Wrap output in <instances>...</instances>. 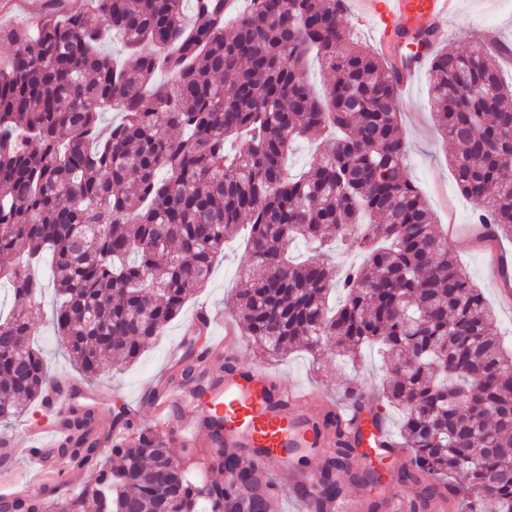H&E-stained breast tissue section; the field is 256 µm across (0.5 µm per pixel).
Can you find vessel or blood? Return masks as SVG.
Returning a JSON list of instances; mask_svg holds the SVG:
<instances>
[{
	"label": "vessel or blood",
	"mask_w": 512,
	"mask_h": 512,
	"mask_svg": "<svg viewBox=\"0 0 512 512\" xmlns=\"http://www.w3.org/2000/svg\"><path fill=\"white\" fill-rule=\"evenodd\" d=\"M459 0H359L355 11L359 23L369 25L380 45H387L400 26L412 22L435 24L440 36H447L457 13ZM428 54L403 62L391 60L400 91H407L428 61ZM483 248L490 268L498 269L504 283L512 282V258L495 241ZM192 322L202 327L210 353L241 350L243 338L232 319L217 322L206 310L195 313ZM222 334H215L216 324ZM312 391L282 385L278 376L259 366L238 362L226 365L204 395L188 399L183 392L147 391L142 402L152 420L173 433L179 444L195 448L209 440L207 424L213 416L224 418L221 448L244 453L259 469L292 473L297 484L312 485L315 475L296 470L295 456L300 450L321 454L334 447V434L324 429L320 417L302 413V404L311 400ZM101 400L97 389L62 383L44 399L33 418L23 420L16 430L0 433V448L10 449L16 435L31 443L30 465L17 469L12 478L0 483V499H28L46 485L49 471H61L65 460L57 450L64 436L61 419L72 411L98 413ZM334 424L351 433V445L371 461L403 458L381 416L359 410L357 404H329L324 408Z\"/></svg>",
	"instance_id": "b4317fda"
}]
</instances>
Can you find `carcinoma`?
Instances as JSON below:
<instances>
[{"label": "carcinoma", "instance_id": "1", "mask_svg": "<svg viewBox=\"0 0 512 512\" xmlns=\"http://www.w3.org/2000/svg\"><path fill=\"white\" fill-rule=\"evenodd\" d=\"M96 0L90 11L1 24L0 423L57 380L30 343L40 313L35 273L53 261L52 323L63 352L92 379L136 360L209 282L226 239L246 225L250 266L231 309L252 345L352 361L380 352L394 373L383 398L401 412L410 463L398 481L426 512H512V350L494 310L433 224L405 165L397 83L385 58L347 45L343 0H250L233 19L225 0ZM121 42L125 58L105 48ZM332 81H306L309 57ZM503 54L448 44L430 61L429 90L456 152L457 187L478 222L512 237V84ZM105 112L121 118L101 125ZM319 152L298 177L290 144ZM302 241L309 258L293 263ZM338 243L363 260L339 271ZM342 288L339 305L329 290ZM209 370L204 351L177 369ZM91 414L62 420L70 465L90 472L76 496L46 497L50 512H270L273 494L237 452L183 448L124 413L109 448ZM119 460L96 466L101 452ZM356 449L336 433L319 470L321 505L343 495L336 474ZM216 473L209 479L201 473ZM466 481L460 483L457 476Z\"/></svg>", "mask_w": 512, "mask_h": 512}]
</instances>
